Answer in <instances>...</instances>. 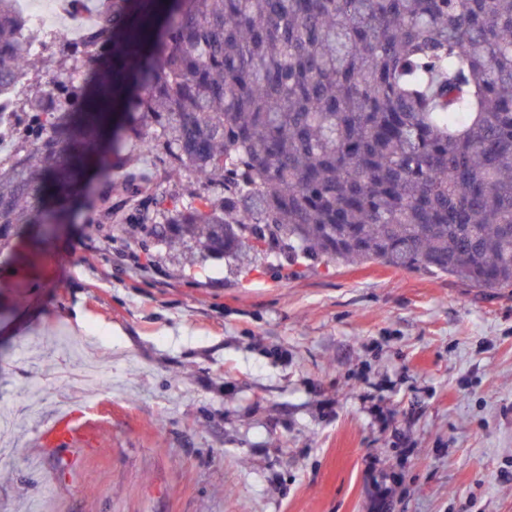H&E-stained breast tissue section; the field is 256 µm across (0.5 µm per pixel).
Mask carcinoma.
<instances>
[{"label": "carcinoma", "mask_w": 512, "mask_h": 512, "mask_svg": "<svg viewBox=\"0 0 512 512\" xmlns=\"http://www.w3.org/2000/svg\"><path fill=\"white\" fill-rule=\"evenodd\" d=\"M15 2L0 95L21 73L33 89L14 99L29 126L0 116V250L45 242L89 175L112 219L124 142L202 188L134 208L158 238L512 288V0H149L138 32L144 0H112L82 43L40 52ZM70 74L49 106L45 80Z\"/></svg>", "instance_id": "obj_1"}]
</instances>
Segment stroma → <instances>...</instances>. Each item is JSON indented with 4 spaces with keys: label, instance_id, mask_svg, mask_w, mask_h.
I'll use <instances>...</instances> for the list:
<instances>
[{
    "label": "stroma",
    "instance_id": "obj_1",
    "mask_svg": "<svg viewBox=\"0 0 512 512\" xmlns=\"http://www.w3.org/2000/svg\"><path fill=\"white\" fill-rule=\"evenodd\" d=\"M112 167L181 191L151 156ZM70 211L0 251V512H512V289L325 259L243 276L99 221L95 187ZM62 402L101 447L38 451Z\"/></svg>",
    "mask_w": 512,
    "mask_h": 512
}]
</instances>
